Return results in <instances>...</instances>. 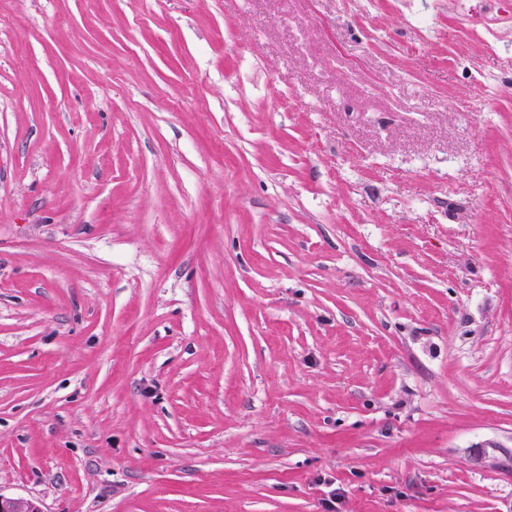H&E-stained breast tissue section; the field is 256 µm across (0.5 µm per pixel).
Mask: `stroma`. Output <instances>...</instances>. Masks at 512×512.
<instances>
[{"instance_id": "35a3bbf8", "label": "stroma", "mask_w": 512, "mask_h": 512, "mask_svg": "<svg viewBox=\"0 0 512 512\" xmlns=\"http://www.w3.org/2000/svg\"><path fill=\"white\" fill-rule=\"evenodd\" d=\"M0 0V494L512 512V11Z\"/></svg>"}]
</instances>
